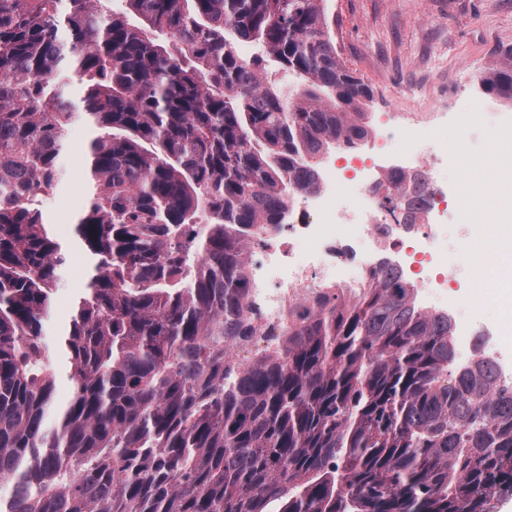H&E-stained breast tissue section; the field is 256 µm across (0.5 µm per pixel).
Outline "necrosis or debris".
<instances>
[{"label": "necrosis or debris", "mask_w": 512, "mask_h": 512, "mask_svg": "<svg viewBox=\"0 0 512 512\" xmlns=\"http://www.w3.org/2000/svg\"><path fill=\"white\" fill-rule=\"evenodd\" d=\"M406 127L398 142H372L368 152L345 156L342 168L324 167L320 186L303 196L297 223L279 230L254 225L248 246V313L258 329L248 342H230L226 353L249 367L258 348L279 343L284 324L302 308L336 288L353 293L371 267L387 262L413 285L419 303L431 312L454 314L460 322L455 345L460 356L474 351L496 362L500 384L512 387V355L506 354L494 325L468 313L474 299L448 292V236L466 234L463 224H438L439 210L478 209L482 198L467 177L447 184L448 159L467 166L460 141L438 132L421 136ZM416 175L425 207L388 211L386 178L394 169Z\"/></svg>", "instance_id": "necrosis-or-debris-1"}]
</instances>
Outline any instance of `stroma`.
Returning <instances> with one entry per match:
<instances>
[{
  "instance_id": "stroma-1",
  "label": "stroma",
  "mask_w": 512,
  "mask_h": 512,
  "mask_svg": "<svg viewBox=\"0 0 512 512\" xmlns=\"http://www.w3.org/2000/svg\"><path fill=\"white\" fill-rule=\"evenodd\" d=\"M334 19L332 36L346 66L371 91L366 110L370 121L384 114L444 112L448 132L456 134L470 101L491 107L476 119L473 156L481 157L493 141L512 135V104L485 96L483 72L512 47V0H328ZM97 127L85 119L66 128L65 164L68 174L42 209L53 237L70 247L72 262L59 283L48 343L65 330L73 299L85 287L91 261L77 243L74 225L78 206L89 191L86 153ZM465 250L448 240V291L454 297L476 294L479 273H467Z\"/></svg>"
}]
</instances>
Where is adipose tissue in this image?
Wrapping results in <instances>:
<instances>
[{
    "label": "adipose tissue",
    "mask_w": 512,
    "mask_h": 512,
    "mask_svg": "<svg viewBox=\"0 0 512 512\" xmlns=\"http://www.w3.org/2000/svg\"><path fill=\"white\" fill-rule=\"evenodd\" d=\"M503 160L492 180L481 229L472 245L474 254L492 252L500 269L512 267V148L498 146Z\"/></svg>",
    "instance_id": "adipose-tissue-1"
}]
</instances>
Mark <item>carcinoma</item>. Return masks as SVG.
I'll list each match as a JSON object with an SVG mask.
<instances>
[{
  "instance_id": "carcinoma-1",
  "label": "carcinoma",
  "mask_w": 512,
  "mask_h": 512,
  "mask_svg": "<svg viewBox=\"0 0 512 512\" xmlns=\"http://www.w3.org/2000/svg\"><path fill=\"white\" fill-rule=\"evenodd\" d=\"M105 2L0 0V512H491L512 496V390L459 360L452 317L383 262L245 371L226 357L252 332V225L288 223L317 189L306 156L371 135L325 0H127L138 25ZM238 38L264 54L242 60ZM272 64L302 88L281 92ZM481 89L512 102V47ZM79 112L100 130L75 224L93 270L48 431L69 250L38 197ZM409 180L389 176L387 203Z\"/></svg>"
}]
</instances>
